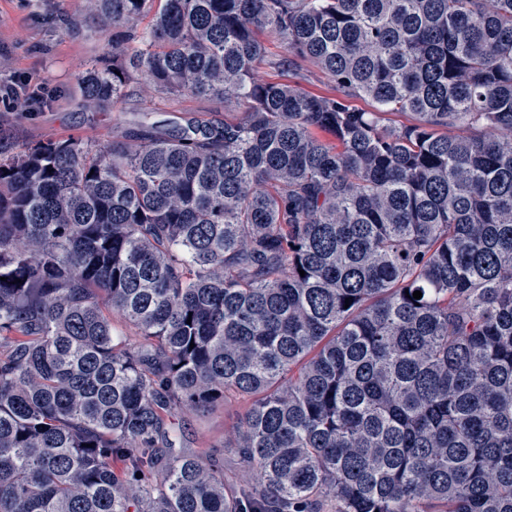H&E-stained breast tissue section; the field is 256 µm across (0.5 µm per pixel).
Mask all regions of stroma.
Listing matches in <instances>:
<instances>
[{
    "label": "stroma",
    "mask_w": 512,
    "mask_h": 512,
    "mask_svg": "<svg viewBox=\"0 0 512 512\" xmlns=\"http://www.w3.org/2000/svg\"><path fill=\"white\" fill-rule=\"evenodd\" d=\"M267 47V58L256 72L258 80H290L315 95L333 94L334 84L325 72L303 63L289 67L288 53L280 43L271 40ZM111 51V31L98 29L84 16L78 0H0V82L28 74L56 92L47 107L36 111L18 103H0V139L19 149L38 141L76 137L103 150L125 141L136 114L143 111L160 119L219 110L228 119L239 118L237 107H222L205 97L168 95L138 83L129 85L127 96L112 111H95L79 98L77 75L89 60ZM243 412V404L232 400L203 417L185 411L174 418L183 431L181 448L194 454L223 450L224 477L236 485L249 479L228 449Z\"/></svg>",
    "instance_id": "obj_1"
}]
</instances>
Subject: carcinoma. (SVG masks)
<instances>
[{
    "mask_svg": "<svg viewBox=\"0 0 512 512\" xmlns=\"http://www.w3.org/2000/svg\"><path fill=\"white\" fill-rule=\"evenodd\" d=\"M89 8L88 105L243 112L0 146V512H512V0ZM230 398L243 488L166 427ZM268 54L266 61L256 72V78L262 82H297L305 91L321 96L333 95L334 83L325 72L300 63L297 68L288 71V53L277 41L267 39Z\"/></svg>",
    "mask_w": 512,
    "mask_h": 512,
    "instance_id": "1",
    "label": "carcinoma"
}]
</instances>
